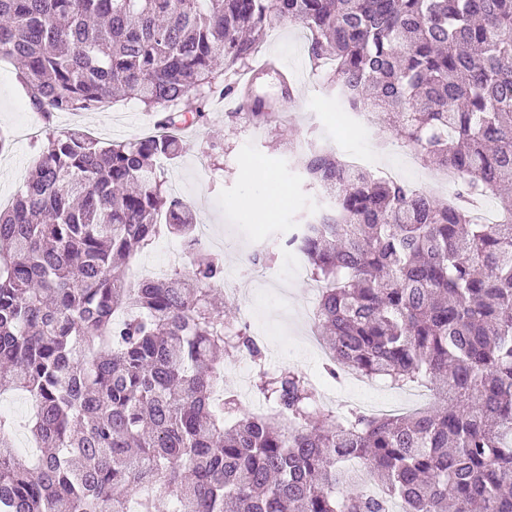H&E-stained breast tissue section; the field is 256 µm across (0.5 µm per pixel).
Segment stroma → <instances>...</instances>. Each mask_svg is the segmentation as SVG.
I'll list each match as a JSON object with an SVG mask.
<instances>
[{
    "label": "stroma",
    "instance_id": "stroma-1",
    "mask_svg": "<svg viewBox=\"0 0 512 512\" xmlns=\"http://www.w3.org/2000/svg\"><path fill=\"white\" fill-rule=\"evenodd\" d=\"M276 58L278 72L260 73L254 87L271 103L272 111H286L287 123L264 129L248 125L244 118L221 111L218 100H208L204 121L183 132V151L163 172L166 183L175 185L177 197L191 204L198 225H205L220 238L231 241L224 250V269L234 271L257 247L261 226L251 217L246 179L248 165L272 173L276 183L287 185L291 200L275 213L272 224L288 226L306 220L325 205L322 194L309 185L298 156L307 144H315L349 160L371 156L376 166L398 171L412 185L430 175V168L414 166L410 149L393 132L375 128L349 135L336 125L339 100L324 71L316 68L307 55V31L302 25L274 19L269 35L255 59ZM295 77L300 92L291 103H283L279 71ZM28 104L17 70L10 61L0 62V134L8 143L0 149V208L9 204L27 179L39 147L48 131L80 128L103 143L121 142L153 128L155 115L135 99L120 98L94 112H60L40 120L35 137L25 138L21 127L27 119ZM278 279L271 285L252 288L250 298L260 313L250 329L260 334L266 366L277 369L293 366L318 376L323 374V359L308 344L302 343L308 326L303 309L309 301V279L288 271L285 259H278ZM326 389L334 396L336 410L373 409L400 406L417 395V388L404 390L380 386L362 389L349 381L327 379ZM8 412L17 432L16 444L22 456L36 455L26 424L34 408L25 393L0 394V411Z\"/></svg>",
    "mask_w": 512,
    "mask_h": 512
}]
</instances>
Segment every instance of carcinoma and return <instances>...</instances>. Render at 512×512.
<instances>
[{
	"label": "carcinoma",
	"instance_id": "carcinoma-1",
	"mask_svg": "<svg viewBox=\"0 0 512 512\" xmlns=\"http://www.w3.org/2000/svg\"><path fill=\"white\" fill-rule=\"evenodd\" d=\"M273 17L309 31V58L355 110L462 175L446 202L314 145L301 154L331 198L298 234L325 285L327 371L427 385L426 409L341 417L303 372L268 373L247 323L214 308L224 261L156 167L179 157L162 131L202 121L196 103L215 94L272 124L233 77L252 71ZM1 56L47 118L121 93L161 134L103 146L54 133L0 210V392L35 402L39 449L32 464L15 455L0 417V512H512V0H0ZM486 197L502 223L475 221ZM165 232L191 269L132 282ZM243 352L264 413L216 398ZM354 460L377 492L344 481Z\"/></svg>",
	"mask_w": 512,
	"mask_h": 512
}]
</instances>
